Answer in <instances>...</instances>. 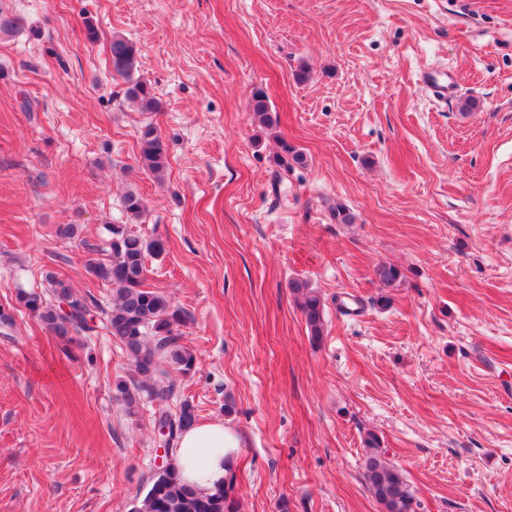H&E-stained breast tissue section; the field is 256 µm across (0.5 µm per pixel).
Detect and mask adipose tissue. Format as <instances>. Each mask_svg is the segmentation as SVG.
I'll return each instance as SVG.
<instances>
[{
	"label": "adipose tissue",
	"instance_id": "obj_1",
	"mask_svg": "<svg viewBox=\"0 0 512 512\" xmlns=\"http://www.w3.org/2000/svg\"><path fill=\"white\" fill-rule=\"evenodd\" d=\"M237 448L236 434L223 421L197 424L183 432L174 464L182 482L211 492L226 481Z\"/></svg>",
	"mask_w": 512,
	"mask_h": 512
}]
</instances>
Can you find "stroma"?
I'll return each instance as SVG.
<instances>
[{
    "label": "stroma",
    "mask_w": 512,
    "mask_h": 512,
    "mask_svg": "<svg viewBox=\"0 0 512 512\" xmlns=\"http://www.w3.org/2000/svg\"><path fill=\"white\" fill-rule=\"evenodd\" d=\"M1 15L21 25L0 32V305L50 272L109 303L85 262L129 224L168 243L148 283L187 312L197 356L168 374L170 406L235 432L240 512H381L369 432L417 512H512V0H0ZM116 34L161 111L126 100ZM438 64L457 79L445 105L418 83ZM149 123L161 181L137 168ZM283 139L307 158L285 176ZM383 262L398 287L376 280ZM296 279L324 302L320 342ZM84 343L63 355L23 310L0 328V512H130L146 493L154 409L117 401L133 371L111 336ZM251 111L258 123L269 130L277 125L276 115H272L266 96L261 91H255L250 99Z\"/></svg>",
    "instance_id": "35a3bbf8"
}]
</instances>
